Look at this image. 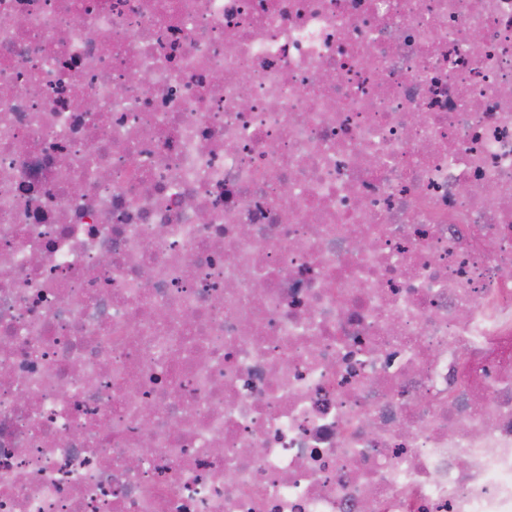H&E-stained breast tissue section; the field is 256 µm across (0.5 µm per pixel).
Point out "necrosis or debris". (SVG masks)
<instances>
[{
	"label": "necrosis or debris",
	"instance_id": "1",
	"mask_svg": "<svg viewBox=\"0 0 512 512\" xmlns=\"http://www.w3.org/2000/svg\"><path fill=\"white\" fill-rule=\"evenodd\" d=\"M1 253L0 512H512V0H0Z\"/></svg>",
	"mask_w": 512,
	"mask_h": 512
}]
</instances>
